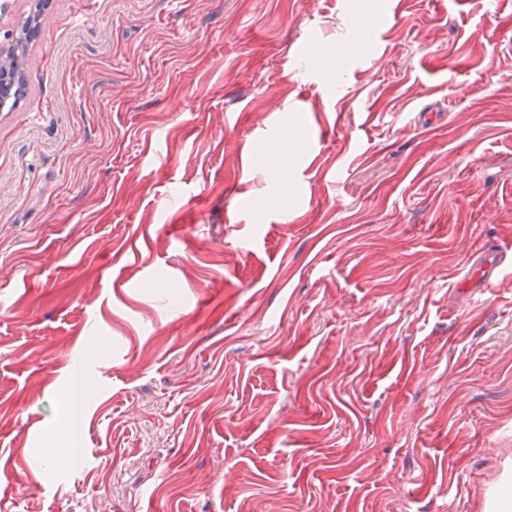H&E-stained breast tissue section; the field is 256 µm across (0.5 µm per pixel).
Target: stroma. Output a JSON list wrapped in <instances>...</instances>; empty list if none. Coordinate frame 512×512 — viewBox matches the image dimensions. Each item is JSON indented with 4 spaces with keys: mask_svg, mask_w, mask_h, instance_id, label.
Segmentation results:
<instances>
[{
    "mask_svg": "<svg viewBox=\"0 0 512 512\" xmlns=\"http://www.w3.org/2000/svg\"><path fill=\"white\" fill-rule=\"evenodd\" d=\"M0 512H504L512 0H0ZM81 448L46 466L72 369ZM41 28V11L29 17L13 40V44L3 53L0 50V109L16 108L27 93L24 79L27 47L35 33ZM6 87V90L3 88ZM477 257L479 259L478 267L463 280V284L472 281L477 276L479 279L483 278L484 281L489 280L495 270L500 271L501 265L507 258V252L495 246L482 245L477 250Z\"/></svg>",
    "mask_w": 512,
    "mask_h": 512,
    "instance_id": "1",
    "label": "stroma"
}]
</instances>
